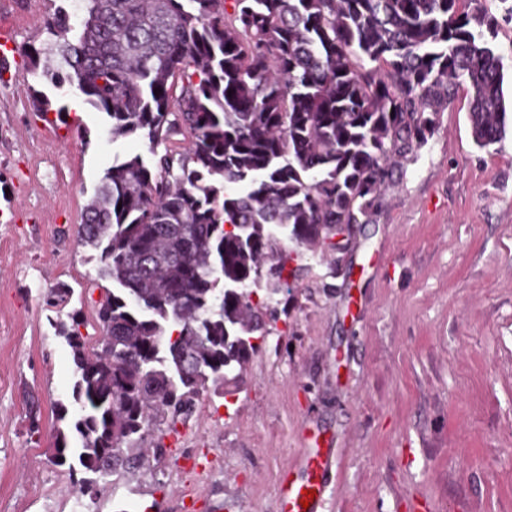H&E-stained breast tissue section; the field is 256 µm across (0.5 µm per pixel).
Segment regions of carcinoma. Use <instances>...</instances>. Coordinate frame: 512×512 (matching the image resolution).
<instances>
[{
	"label": "carcinoma",
	"instance_id": "obj_1",
	"mask_svg": "<svg viewBox=\"0 0 512 512\" xmlns=\"http://www.w3.org/2000/svg\"><path fill=\"white\" fill-rule=\"evenodd\" d=\"M477 2L108 0L75 42L72 15L47 17L64 66L51 78L150 154L112 163L77 228L114 289L94 347L79 310L57 324L78 409L58 406L56 465L134 468L147 437L177 432L209 388L234 393L278 316L252 289L290 291L292 257L338 224L370 223L457 83L471 90L475 143L501 140L503 64ZM73 296L61 284L46 305Z\"/></svg>",
	"mask_w": 512,
	"mask_h": 512
}]
</instances>
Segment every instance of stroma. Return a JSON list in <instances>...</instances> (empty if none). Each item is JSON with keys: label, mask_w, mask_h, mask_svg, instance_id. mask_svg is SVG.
<instances>
[{"label": "stroma", "mask_w": 512, "mask_h": 512, "mask_svg": "<svg viewBox=\"0 0 512 512\" xmlns=\"http://www.w3.org/2000/svg\"><path fill=\"white\" fill-rule=\"evenodd\" d=\"M78 5L0 0L15 32L0 72V512H72L51 454L74 365L44 296L72 286L96 340L101 283L76 229L112 162L147 151L112 139L92 108L29 106L36 90L70 97L27 73L23 50L58 67L44 21ZM480 5L500 20L492 43L511 101L512 22L499 0ZM470 101L468 85L453 91L345 250L308 258L235 394L204 393L161 452L99 479L90 512H277L281 473L303 476L321 447L335 463L320 512H512V125L478 148Z\"/></svg>", "instance_id": "1"}]
</instances>
